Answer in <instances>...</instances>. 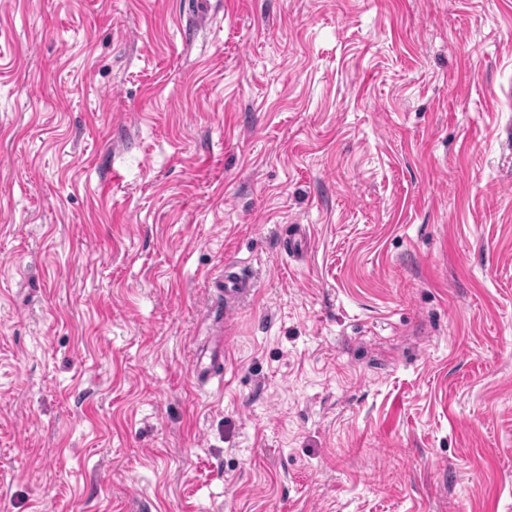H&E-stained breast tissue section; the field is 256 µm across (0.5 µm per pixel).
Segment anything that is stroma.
<instances>
[{
  "label": "stroma",
  "mask_w": 512,
  "mask_h": 512,
  "mask_svg": "<svg viewBox=\"0 0 512 512\" xmlns=\"http://www.w3.org/2000/svg\"><path fill=\"white\" fill-rule=\"evenodd\" d=\"M0 512H512V0H0ZM209 288H212L213 295L209 313L214 319V324L208 339H214L224 335V315L227 316L240 299L252 294L254 281L249 275L228 265L211 282ZM224 368V347L221 353L210 347L206 340L198 349L192 363L191 373L194 381L206 382L216 375L218 369Z\"/></svg>",
  "instance_id": "1"
}]
</instances>
